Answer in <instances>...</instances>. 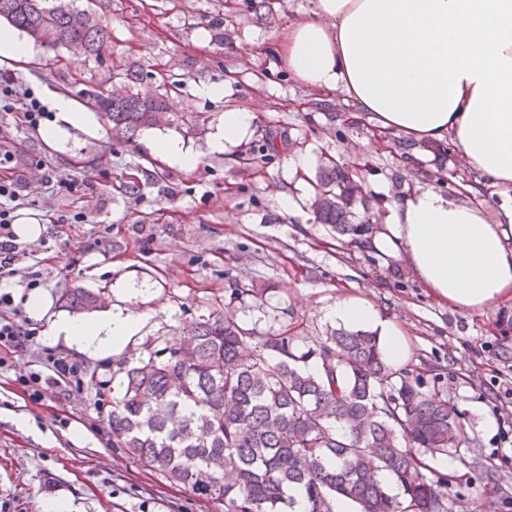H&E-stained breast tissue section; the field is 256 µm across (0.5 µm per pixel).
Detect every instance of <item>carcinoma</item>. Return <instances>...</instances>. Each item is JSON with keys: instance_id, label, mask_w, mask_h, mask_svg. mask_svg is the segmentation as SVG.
<instances>
[{"instance_id": "cac0c4a2", "label": "carcinoma", "mask_w": 512, "mask_h": 512, "mask_svg": "<svg viewBox=\"0 0 512 512\" xmlns=\"http://www.w3.org/2000/svg\"><path fill=\"white\" fill-rule=\"evenodd\" d=\"M0 17L51 49L71 43L98 61L108 27L67 0H0ZM87 94L112 130L129 140L156 123L160 96L115 98L100 86ZM342 164L322 170L316 216L337 235L358 239L352 223L365 204ZM101 296L79 289L65 304L84 309ZM162 352L122 368L108 426L112 447L193 494L220 501L224 512H285L301 492L305 512H447L445 481L429 479L422 455L462 443L458 413L438 393L394 383L378 337L338 329L316 350L297 354L288 333H270L247 353L252 332L219 312ZM318 364L306 366L311 355ZM387 473L401 489L378 478Z\"/></svg>"}]
</instances>
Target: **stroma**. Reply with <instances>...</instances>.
Masks as SVG:
<instances>
[{"instance_id": "obj_1", "label": "stroma", "mask_w": 512, "mask_h": 512, "mask_svg": "<svg viewBox=\"0 0 512 512\" xmlns=\"http://www.w3.org/2000/svg\"><path fill=\"white\" fill-rule=\"evenodd\" d=\"M78 9L107 24L112 43L100 61L72 68L71 51L41 49L43 82L83 98L95 84L114 94L159 90L164 78L181 80L158 125L129 140L105 132L82 138L74 155L46 148L38 133H25L6 115L0 97V136L20 141L18 168L31 179L27 201L49 217L84 212L86 221L60 228L56 244L28 243L21 276L9 290L12 306L27 317L26 273L39 272L50 305L25 355L0 348V512H44L48 500L71 512H224L183 486L142 468L113 447L107 416L124 363L148 359L195 322L215 311L235 316L255 336L288 332L297 352L316 348L336 329L327 311L337 301L368 300L409 342L397 377L440 390L463 422L465 440L447 458L430 459L432 476L448 481V512H512V302L485 311L439 304L403 260L337 238L317 223L314 186L328 158L350 165L368 194L357 216L381 224L394 203L420 188L440 185L449 199L466 201L461 182L486 200V218L497 224L512 190L467 172L453 142L415 144L402 155L398 139L377 136L366 113L341 94L315 100L280 65L275 42L289 23L304 17L311 0H275L255 17L247 5L227 15L225 0H75ZM207 44L195 42L199 29ZM141 81L124 77L126 69ZM220 83L219 100L195 96L198 83ZM229 105L256 109L252 133L221 155L208 141ZM179 136L198 152L195 170L159 168L153 142ZM278 145L270 158L245 161L266 140ZM309 155L306 173L293 169L296 153ZM54 170L67 191L45 187ZM300 199L303 216H289L279 193ZM103 246H95L98 238ZM262 297L247 308L232 288ZM72 288L103 294L110 310L141 314V332L118 353L98 357L52 340L61 317H74L61 296ZM83 363L92 379L84 390L30 386L26 378L46 352Z\"/></svg>"}]
</instances>
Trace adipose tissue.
Masks as SVG:
<instances>
[{
    "label": "adipose tissue",
    "mask_w": 512,
    "mask_h": 512,
    "mask_svg": "<svg viewBox=\"0 0 512 512\" xmlns=\"http://www.w3.org/2000/svg\"><path fill=\"white\" fill-rule=\"evenodd\" d=\"M279 61L305 88L337 92L377 128L407 141H453L469 170L512 189V0H312L277 44ZM37 49L18 30L0 26V68L30 69ZM52 114L40 131L51 149L98 138L95 111L69 93L43 87ZM254 111L225 109L209 148L222 154L251 132ZM512 207L488 223L483 207L425 188L395 205L370 241L404 256L437 301L480 311L512 301ZM331 320L370 325L388 363L402 364L409 345L391 322L361 298L328 309ZM130 313L60 319L51 338L107 354L141 329Z\"/></svg>",
    "instance_id": "ef3b65f1"
}]
</instances>
